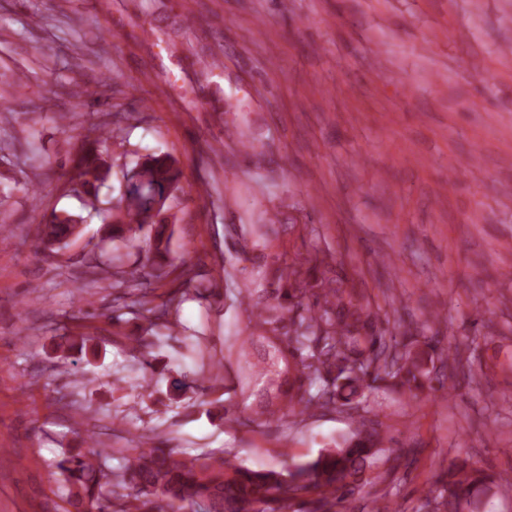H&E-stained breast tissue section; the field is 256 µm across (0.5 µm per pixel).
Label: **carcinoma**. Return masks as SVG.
Here are the masks:
<instances>
[{
  "mask_svg": "<svg viewBox=\"0 0 512 512\" xmlns=\"http://www.w3.org/2000/svg\"><path fill=\"white\" fill-rule=\"evenodd\" d=\"M111 138L98 129L87 132L70 159L65 189L97 209L100 188L111 178L112 165L102 156ZM182 170L168 153L151 155L123 174L124 190L111 208L107 237L128 243L147 232V261L157 280L171 265L174 231L166 221L167 201L180 189ZM84 218L52 213L38 225L39 242L61 243L78 235ZM289 288L275 298L257 302L251 314L277 356L289 355L302 367L301 374L314 393L267 410L266 419L302 414L312 408H328L338 402L351 407L365 392L391 384L411 396L423 389L435 393L444 385L442 371L458 364L457 355L418 344V337L405 332L397 337L378 327V316L353 303L342 280L323 277L320 288L309 292L308 282L288 269L278 270V280ZM313 300L304 301L306 293ZM91 336L80 332L61 347L60 358L85 352ZM380 423L361 422L352 435L323 449L316 458L278 470L256 471L223 453L204 451L192 458L178 456L172 448L153 442L133 449L118 471H107L103 460L110 449L93 453L88 448H64L55 463L68 512H110L112 500L120 501L116 512L148 506L160 499L167 512H183L188 506L204 505L207 512H285L295 505H309L307 512H341L337 506L366 492L375 484L374 465L382 452ZM437 491H428L425 506L431 512H473L492 480L468 460L453 462L438 479Z\"/></svg>",
  "mask_w": 512,
  "mask_h": 512,
  "instance_id": "cac0c4a2",
  "label": "carcinoma"
}]
</instances>
